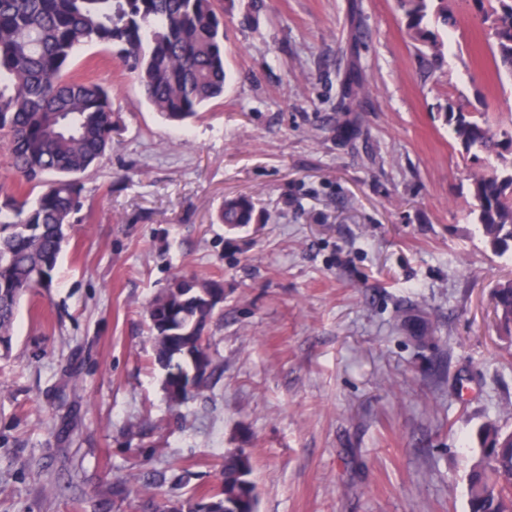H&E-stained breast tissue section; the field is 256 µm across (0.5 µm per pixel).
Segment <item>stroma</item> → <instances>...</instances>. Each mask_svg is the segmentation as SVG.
Listing matches in <instances>:
<instances>
[{
    "label": "stroma",
    "mask_w": 512,
    "mask_h": 512,
    "mask_svg": "<svg viewBox=\"0 0 512 512\" xmlns=\"http://www.w3.org/2000/svg\"><path fill=\"white\" fill-rule=\"evenodd\" d=\"M448 5L461 28L426 75L395 0H231L229 84L183 126L103 46L76 51L116 130L0 358V512H166L237 448L258 512H466L467 442L512 429L491 307L512 260L467 216L476 166L445 114L508 120L512 84L482 69L473 4ZM238 195L263 223H218ZM190 274L224 284L218 369L176 406L146 306Z\"/></svg>",
    "instance_id": "1"
}]
</instances>
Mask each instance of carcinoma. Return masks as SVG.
Here are the masks:
<instances>
[{
    "label": "carcinoma",
    "mask_w": 512,
    "mask_h": 512,
    "mask_svg": "<svg viewBox=\"0 0 512 512\" xmlns=\"http://www.w3.org/2000/svg\"><path fill=\"white\" fill-rule=\"evenodd\" d=\"M491 53L490 78L512 79V0H473ZM421 64L442 60V33L458 30L448 0H397ZM103 45L139 84L165 120L183 124L224 94L222 0H0V137L16 178L0 195V347L9 353L21 298L49 288L66 226L87 208L86 179L112 144V94L70 74L79 47ZM452 138L482 162L472 182L478 233L492 250L512 252V119L448 113ZM35 199H30L31 195ZM229 227L261 217L246 196L228 198L218 214ZM215 281H174L147 308L155 360L170 399L174 374L189 373L201 332L213 317ZM497 326L512 337V282L495 288ZM480 454L467 474L468 512H512V431L493 421L477 432ZM224 482L215 497L225 512H257L256 485L244 450L224 453Z\"/></svg>",
    "instance_id": "carcinoma-1"
}]
</instances>
